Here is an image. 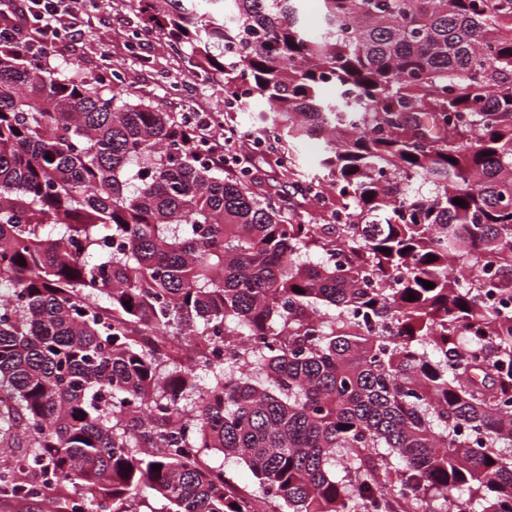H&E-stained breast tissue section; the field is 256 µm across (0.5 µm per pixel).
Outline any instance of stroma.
<instances>
[{
    "label": "stroma",
    "mask_w": 512,
    "mask_h": 512,
    "mask_svg": "<svg viewBox=\"0 0 512 512\" xmlns=\"http://www.w3.org/2000/svg\"><path fill=\"white\" fill-rule=\"evenodd\" d=\"M74 42L58 48L61 60L80 72L117 69L138 98L164 112H220L225 90L213 80L191 77L184 57L175 55L162 36L145 30L140 14L122 0H80L74 15ZM247 183L252 191L281 207H295L298 214L324 212L336 204L332 194L317 203L302 199L289 203L282 193L289 184L287 172L272 160L254 155ZM75 494L56 486L34 499L0 496V512H66Z\"/></svg>",
    "instance_id": "stroma-1"
}]
</instances>
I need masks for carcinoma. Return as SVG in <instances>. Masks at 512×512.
I'll list each match as a JSON object with an SVG mask.
<instances>
[{
	"instance_id": "cac0c4a2",
	"label": "carcinoma",
	"mask_w": 512,
	"mask_h": 512,
	"mask_svg": "<svg viewBox=\"0 0 512 512\" xmlns=\"http://www.w3.org/2000/svg\"><path fill=\"white\" fill-rule=\"evenodd\" d=\"M133 2L345 225L224 178L118 72L0 37V495L512 512V316L482 299L512 295V0H317L315 29L308 0ZM224 471L232 489L246 492L257 499L262 496V489L258 480L245 465L224 461Z\"/></svg>"
}]
</instances>
